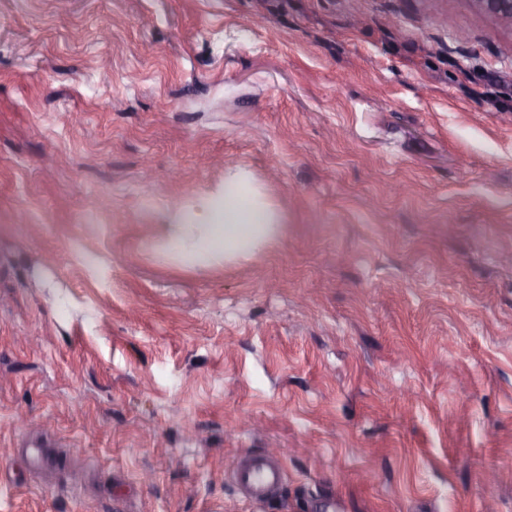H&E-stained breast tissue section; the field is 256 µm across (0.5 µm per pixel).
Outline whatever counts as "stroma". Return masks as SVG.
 Returning <instances> with one entry per match:
<instances>
[{"label": "stroma", "mask_w": 512, "mask_h": 512, "mask_svg": "<svg viewBox=\"0 0 512 512\" xmlns=\"http://www.w3.org/2000/svg\"><path fill=\"white\" fill-rule=\"evenodd\" d=\"M230 170L278 232L184 262ZM510 252L467 0H0V512H512ZM237 482L248 489L251 499L262 498L270 489L280 484L284 477L281 463L270 455L252 457L239 463L235 472Z\"/></svg>", "instance_id": "stroma-1"}]
</instances>
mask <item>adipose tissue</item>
Returning a JSON list of instances; mask_svg holds the SVG:
<instances>
[{
	"label": "adipose tissue",
	"instance_id": "ef3b65f1",
	"mask_svg": "<svg viewBox=\"0 0 512 512\" xmlns=\"http://www.w3.org/2000/svg\"><path fill=\"white\" fill-rule=\"evenodd\" d=\"M248 192L239 178L225 179L223 199L201 201L180 223L170 225L168 249L189 263L263 249L278 224L269 209L248 200Z\"/></svg>",
	"mask_w": 512,
	"mask_h": 512
}]
</instances>
